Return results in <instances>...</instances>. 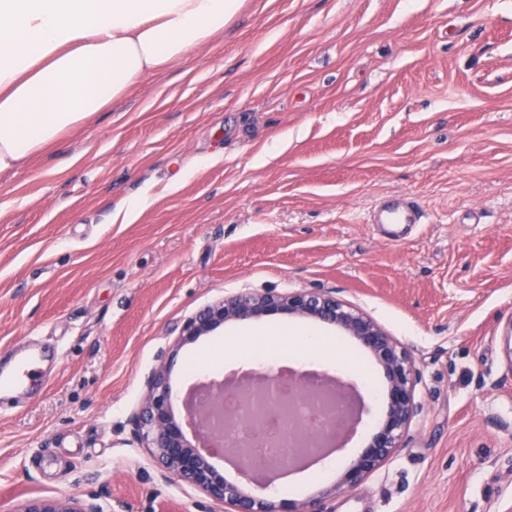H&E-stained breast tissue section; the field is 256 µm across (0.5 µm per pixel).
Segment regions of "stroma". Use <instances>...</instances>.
<instances>
[{
	"instance_id": "obj_1",
	"label": "stroma",
	"mask_w": 512,
	"mask_h": 512,
	"mask_svg": "<svg viewBox=\"0 0 512 512\" xmlns=\"http://www.w3.org/2000/svg\"><path fill=\"white\" fill-rule=\"evenodd\" d=\"M423 223L388 242L379 203ZM150 198L132 223L129 199ZM332 292L412 356L421 406L354 491L368 414L293 499L318 512H512V0H243L202 52L0 172V356L53 355L0 404V512H214L132 437L183 323L241 291ZM285 315L228 324L246 346ZM423 213L410 198L400 196L381 203L371 214V223L387 224L389 226L388 240L391 243L400 242L402 228L406 224H420ZM95 495L87 498L40 496L26 500L13 512H105Z\"/></svg>"
}]
</instances>
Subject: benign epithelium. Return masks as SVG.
<instances>
[{
    "mask_svg": "<svg viewBox=\"0 0 512 512\" xmlns=\"http://www.w3.org/2000/svg\"><path fill=\"white\" fill-rule=\"evenodd\" d=\"M288 315L332 327L341 336L355 340L382 369L386 380L383 391L385 414L374 429L367 448L344 470L332 492L349 493L366 477L378 470L401 447L402 439L412 419L418 413L415 387L418 372L405 347L390 336L376 321L361 310L344 303L328 292H241L209 304L189 317L180 330L169 356L184 346L196 343L224 325L264 317ZM185 416L174 411V391L169 379V364L162 360L147 379L146 392L139 412L133 417L134 438L157 459L164 480L176 479L202 492L224 512H307L294 502L275 503L256 497L244 488L224 480L215 467L208 443L215 439L207 427L211 417L223 416L227 422L232 415L224 412L223 400L212 394L206 384L196 386ZM231 394L243 403L253 420L261 422L267 411L288 409V429L308 431L312 425L302 422L293 413L299 400L319 407L314 396L300 392L294 398L283 395L282 386L275 381L260 386H240ZM224 454L253 459V452L235 438H224ZM15 512H106L97 497L57 498L40 496L26 500Z\"/></svg>",
    "mask_w": 512,
    "mask_h": 512,
    "instance_id": "7a95c632",
    "label": "benign epithelium"
}]
</instances>
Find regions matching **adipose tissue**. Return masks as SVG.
<instances>
[{
	"label": "adipose tissue",
	"instance_id": "ef3b65f1",
	"mask_svg": "<svg viewBox=\"0 0 512 512\" xmlns=\"http://www.w3.org/2000/svg\"><path fill=\"white\" fill-rule=\"evenodd\" d=\"M242 0H0V172L206 47Z\"/></svg>",
	"mask_w": 512,
	"mask_h": 512
}]
</instances>
